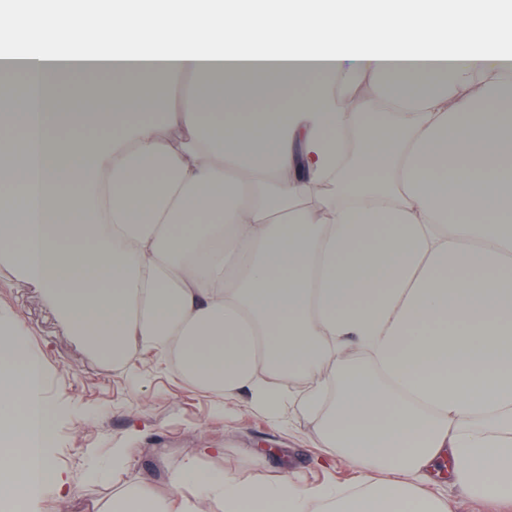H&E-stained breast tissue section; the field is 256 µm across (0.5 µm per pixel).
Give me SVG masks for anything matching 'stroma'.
Returning <instances> with one entry per match:
<instances>
[{
	"label": "stroma",
	"mask_w": 512,
	"mask_h": 512,
	"mask_svg": "<svg viewBox=\"0 0 512 512\" xmlns=\"http://www.w3.org/2000/svg\"><path fill=\"white\" fill-rule=\"evenodd\" d=\"M0 312L32 330L29 343L45 364L43 394L55 436L49 460L75 489L63 502L49 492L37 494L23 512H98L114 490L138 480L165 487L191 448L212 451L199 459L202 471L243 480L288 477L305 487L351 490L361 482L358 470L327 460L297 411L276 420L243 397L220 402L149 356L113 368L59 326L36 286L17 282L3 265ZM130 439L137 451L126 470L112 481L88 482L90 466H108L113 448Z\"/></svg>",
	"instance_id": "1"
}]
</instances>
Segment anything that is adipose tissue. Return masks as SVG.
Masks as SVG:
<instances>
[{"instance_id": "ef3b65f1", "label": "adipose tissue", "mask_w": 512, "mask_h": 512, "mask_svg": "<svg viewBox=\"0 0 512 512\" xmlns=\"http://www.w3.org/2000/svg\"><path fill=\"white\" fill-rule=\"evenodd\" d=\"M2 55L27 99L0 96V156L25 150L0 171V263L113 367L146 353L274 415L302 384L321 447L387 475L245 483L194 448L101 512H446L445 462L512 504V0H25ZM85 72L133 77L135 107L79 108V83L57 104L52 78ZM178 75L191 99L145 119ZM384 112L394 142L340 162ZM31 334L0 317V494L21 502L72 492Z\"/></svg>"}]
</instances>
